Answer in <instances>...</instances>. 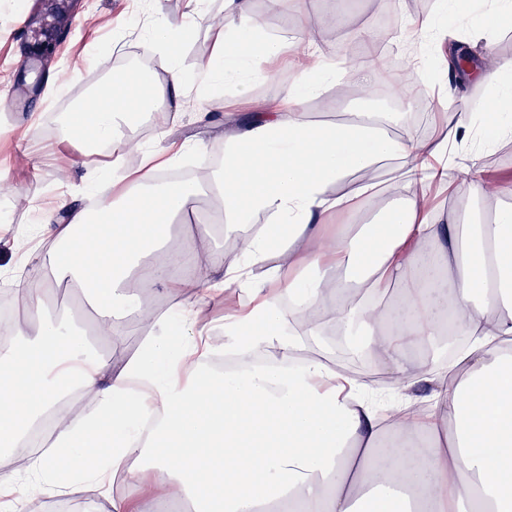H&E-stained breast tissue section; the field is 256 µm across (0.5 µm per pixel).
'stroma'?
Returning <instances> with one entry per match:
<instances>
[{"label": "stroma", "instance_id": "35a3bbf8", "mask_svg": "<svg viewBox=\"0 0 512 512\" xmlns=\"http://www.w3.org/2000/svg\"><path fill=\"white\" fill-rule=\"evenodd\" d=\"M38 5V0H0V185L6 187L0 192V266L21 263L27 279L39 270L25 259L31 247L27 229L36 220L38 207L63 193L88 197L84 169L109 171L117 154L123 155L127 167H138L140 147L159 148L154 133L160 127L167 130L169 140L195 144L205 158H214L224 150L234 123L246 119L250 106L273 99L293 78L284 65L274 77L256 80L247 105L239 102L231 86L215 87V95L226 101L225 110L210 112L193 101L179 110L150 112L139 124L121 125L114 143L82 152L63 141L61 115L129 58L153 67V59L145 56L142 47L154 20L150 0H84L48 71L40 77L27 75V84L37 85V92L25 94L17 79L31 40L28 18ZM390 7V0H314V12L326 20L318 43L323 57L336 59L340 44L360 45L364 34L380 28ZM222 14V0H208L201 7L193 38L179 57L185 71H193L197 62L211 54ZM424 71V76L412 81L414 101L407 103L405 111L388 113L385 128L389 135L408 132L421 140L443 138L450 128L456 96H465L477 111L489 93L485 84L466 72L449 71L446 38H437L431 45ZM375 98V89L351 85L340 95L331 90L308 98L305 108L313 122L339 124L354 113L367 111ZM474 155L479 156L489 180L501 187L497 197L477 201L457 190L453 179ZM76 157L81 158V166L73 165ZM447 161L451 184H433L427 189L435 212L460 214L474 206L492 221L501 210L512 208V139L490 149L483 136H475L457 144ZM373 176L383 189L382 196L363 202L354 214L335 216V223H373L391 201L403 196V185L390 164L376 166Z\"/></svg>", "mask_w": 512, "mask_h": 512}]
</instances>
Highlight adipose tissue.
I'll return each instance as SVG.
<instances>
[{
    "mask_svg": "<svg viewBox=\"0 0 512 512\" xmlns=\"http://www.w3.org/2000/svg\"><path fill=\"white\" fill-rule=\"evenodd\" d=\"M268 3L292 9L291 37L267 36L251 0H224V30L190 74L179 50L193 25L157 18L143 49L165 71V86L149 71L115 70L104 90L62 114L65 139L86 150L156 107L192 95L216 105L212 90L224 80L247 98L265 64L286 57L294 71L278 98L228 136L218 169L164 184L161 169L188 146L165 156L143 151L134 170L118 158L109 176L89 179L102 221L64 196L31 227L36 246L28 256L49 276L27 282L8 272L25 320L0 351V447H17L69 388L99 411L77 409L82 429L60 432L51 451L0 473V512H26L38 493L101 488L118 474L148 475L151 497L191 496L208 512H259L278 502L288 512H512V209L493 222L473 214L464 226L455 215H435L425 187L448 181L447 168L430 163L447 152V140L390 136L371 113L313 123L305 97L328 81L375 85L386 66L368 51L335 67L317 50L313 0ZM449 5L484 40L512 14V0ZM442 30L441 15L429 14L403 23L393 39L417 64ZM468 69L490 89L483 112L493 138L512 134V64L495 60L485 40L482 64ZM386 160L398 163L401 201L374 223L330 226L334 215L379 193L370 181L342 194L331 185ZM206 189L221 205L225 235L241 242V260L212 251L205 277L182 274L194 241L215 230L199 222L179 251L144 264L166 243L173 217ZM138 268L145 281L188 300L177 319L148 321L155 334L136 358L97 354L80 325L48 310L53 282L71 280L95 306L97 334L121 346L128 328L144 321L124 290ZM393 284L400 301L383 306ZM239 291L249 303L225 314V340L215 344L206 310ZM325 316L334 333L396 377L402 399L385 404L308 354ZM444 324L468 339L447 367L436 358ZM221 350L236 357L234 370L213 369ZM422 382L429 394H412Z\"/></svg>",
    "mask_w": 512,
    "mask_h": 512,
    "instance_id": "adipose-tissue-1",
    "label": "adipose tissue"
}]
</instances>
